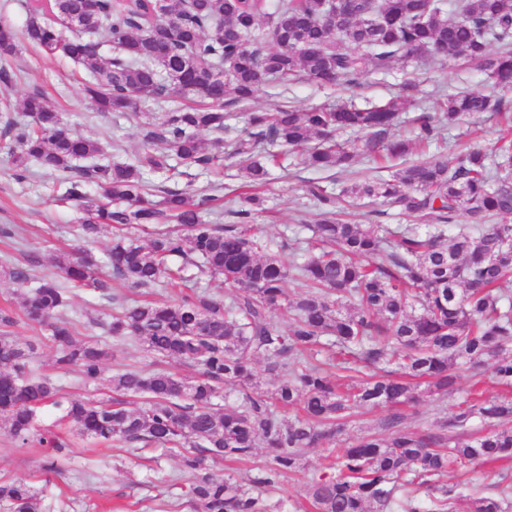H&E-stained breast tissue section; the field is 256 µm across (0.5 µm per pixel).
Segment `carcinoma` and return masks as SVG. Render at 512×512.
<instances>
[{
	"label": "carcinoma",
	"instance_id": "cac0c4a2",
	"mask_svg": "<svg viewBox=\"0 0 512 512\" xmlns=\"http://www.w3.org/2000/svg\"><path fill=\"white\" fill-rule=\"evenodd\" d=\"M34 0L26 39L46 55L83 64L84 91L101 112L143 114L167 97L193 95L200 104L173 107L163 121L139 124L144 149L124 163L100 162L99 144L68 131L43 94L20 103L30 121L12 117L3 104V136L18 147L16 168L29 163L62 175L61 200L84 211L80 239L104 231L112 243L98 256L75 249L56 266L70 283L104 292L112 279L131 288H171L224 280V298L205 290L165 300L112 296V314L98 321L117 342L144 345L151 368L123 365L106 375L111 352L96 339H80L69 316V290L38 277L37 256L9 263L0 275L18 287L26 318L48 327L57 369L78 374L85 387L107 383L117 397L89 402L69 396L30 370L42 337L20 343L16 319L0 314V426L18 447L43 448L42 469H61L67 443L40 427L38 410L54 405L82 438L121 448L155 446L174 453L189 474L179 500L196 512H284L272 500L286 478L303 471L305 452L333 441L356 408L387 407L389 438L366 435L332 449L333 473L304 474L310 512H507L512 473L499 474L494 492L469 481L444 482L450 470L512 460V396L468 397L451 419L411 430L402 408L428 395L456 391L458 372L488 367L494 382L512 388V298L499 285L512 276V224H486L512 216V140L488 159L481 149L454 165L443 160L408 164L389 179L358 180L343 189L353 200L370 198L419 220L391 228L346 224L335 218L336 197L321 186L310 194L329 209L314 226L307 257L292 264L269 253L251 224L206 219L214 197L196 202L179 189L148 188L144 174L181 175L178 159L203 170L224 160L225 104L251 100L265 85L305 78L354 86L371 71L397 60L464 56L501 87H512V0H344L330 25L325 0ZM80 26H72L75 15ZM70 27L65 36L52 18ZM269 24L259 33V23ZM498 51L491 52L492 46ZM17 54L13 30L0 33V82L11 76ZM401 102L370 108L343 102L304 112L279 107L252 112L247 137L233 154L250 159L245 186L269 180L268 146L280 143L319 169L348 167L358 156L382 153L401 159L437 129L492 112L512 126V108L493 92L475 90L444 98L438 112L418 118L416 140L393 133ZM214 134L201 146L198 132ZM341 131L364 133L339 142ZM319 141L315 147L309 146ZM91 184L101 197H89ZM472 224L459 227L455 218ZM305 284L293 297L286 283ZM291 319L284 331L279 316ZM265 363L273 387L257 393L254 364ZM190 365L197 376L170 369ZM238 387L234 401L218 407L224 387ZM142 399L129 409L120 397ZM485 431L450 441L471 420ZM266 448L249 483L218 475L219 462L246 463L258 443ZM8 512H41L39 493L23 478L0 482Z\"/></svg>",
	"mask_w": 512,
	"mask_h": 512
}]
</instances>
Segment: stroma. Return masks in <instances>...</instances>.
Instances as JSON below:
<instances>
[{"mask_svg":"<svg viewBox=\"0 0 512 512\" xmlns=\"http://www.w3.org/2000/svg\"><path fill=\"white\" fill-rule=\"evenodd\" d=\"M14 75L5 94L17 101L32 92H41L48 103L64 118L73 134L99 142L107 159L127 161L142 150L138 134V117H116L115 113L99 112L85 97L82 86L88 77L85 66L68 59L43 56L27 41H20L19 51L11 61ZM416 86L414 97L408 99L399 116L397 133L407 135L422 113L434 111L440 96L449 93L484 89L491 85L488 73L477 63L460 59L449 63L428 60L422 63L396 61L385 72L365 75L357 87L317 85L307 80L288 87L268 85L246 104L233 106L224 134V166L216 175L187 165L178 178V186L199 196L208 193L212 180L224 185L221 200L222 223L237 220L240 208L237 189L242 184V157L233 153L238 138L246 136L249 113L268 111L276 105H289L303 111L312 106L334 105L347 100L368 105L401 95L404 83ZM499 137L496 118L488 113L470 117L442 131L440 142L417 150L412 158L426 161L433 157L456 163L462 149L477 146L493 148ZM369 177H389L386 161L378 157H360L351 168L318 171L302 164L298 157L288 159L287 170L272 169V179L262 194L261 206L253 211L251 222L283 261L294 258L292 241L309 237V228L321 218L322 208L307 193L315 182L336 193L352 183L355 173ZM16 167L0 137V225L17 224L24 229L20 244L0 241V262L22 261L24 254L39 255V275L58 277L52 258L74 246L73 228L81 216L76 205L59 202L60 190L52 174L30 164L24 179H17ZM459 394L442 400H426L406 409L404 424L416 428L439 417L451 416L462 393L479 387L485 398L500 395V388L489 377L474 378L462 374ZM67 456L59 473L45 475L40 468L39 448L17 447L0 430V481L23 478L40 490L42 512H156L158 505L175 498L188 475L172 453L146 448L132 451L125 448L102 447L70 436Z\"/></svg>","mask_w":512,"mask_h":512,"instance_id":"obj_1","label":"stroma"}]
</instances>
